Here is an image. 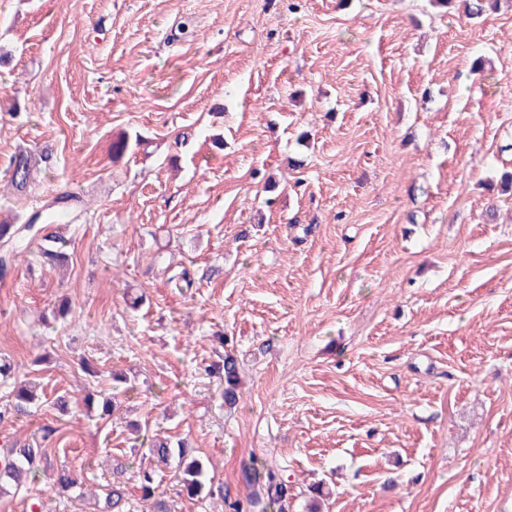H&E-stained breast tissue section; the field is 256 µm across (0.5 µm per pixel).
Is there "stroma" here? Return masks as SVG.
Returning <instances> with one entry per match:
<instances>
[{"label": "stroma", "instance_id": "obj_1", "mask_svg": "<svg viewBox=\"0 0 512 512\" xmlns=\"http://www.w3.org/2000/svg\"><path fill=\"white\" fill-rule=\"evenodd\" d=\"M0 53V175L18 146L56 153L28 195L0 179V207L63 184L86 204L58 227L69 266L33 241L0 278V357L47 397L0 449L54 424L49 461L90 492L151 437L190 439L224 492L178 497L166 468L173 512L246 501L254 459L289 512L316 483L322 512H512V195L488 189L512 168V8L0 0ZM226 350L232 407L206 372ZM100 393L112 419L82 404ZM38 500L86 508L43 477L0 512ZM224 377V402L233 405L239 398L238 395V360L230 352H224V360L221 367Z\"/></svg>", "mask_w": 512, "mask_h": 512}]
</instances>
